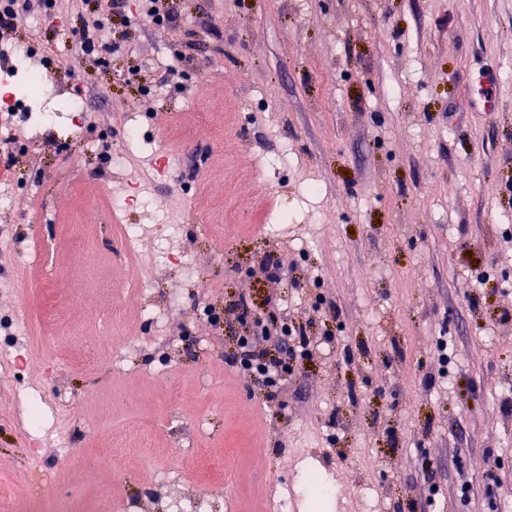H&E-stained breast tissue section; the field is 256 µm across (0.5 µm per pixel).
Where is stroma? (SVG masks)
<instances>
[{"label": "stroma", "instance_id": "obj_1", "mask_svg": "<svg viewBox=\"0 0 512 512\" xmlns=\"http://www.w3.org/2000/svg\"><path fill=\"white\" fill-rule=\"evenodd\" d=\"M161 2L172 25L113 19L106 66L67 64L75 0L0 35V113L34 132L44 102L3 96L50 62L57 97L112 136L107 152L0 148V508L30 512L46 491L74 512H309L296 491L315 470L345 490L322 512H512V0ZM158 134L173 174L150 163ZM111 183L131 195L118 213ZM115 221L143 229L146 292ZM40 237L66 277L17 270ZM275 251L277 283L261 270ZM185 253L204 288L176 264ZM19 275L45 303L21 331ZM242 297L246 321L230 310ZM274 300L331 339L278 412L229 361ZM70 403L67 446L56 410ZM112 410L152 459L118 481L98 426Z\"/></svg>", "mask_w": 512, "mask_h": 512}]
</instances>
